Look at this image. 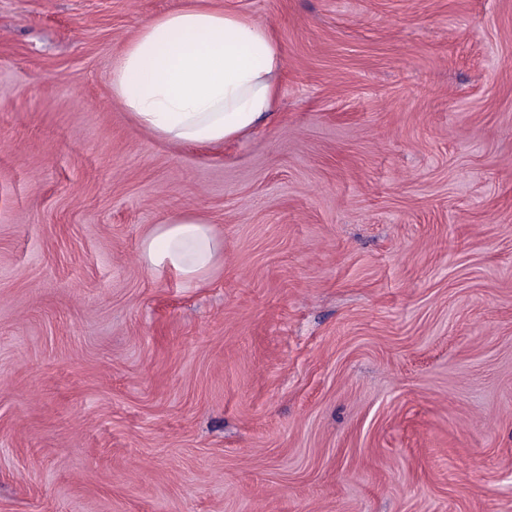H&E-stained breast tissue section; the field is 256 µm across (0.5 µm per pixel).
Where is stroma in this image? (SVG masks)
I'll use <instances>...</instances> for the list:
<instances>
[{
    "mask_svg": "<svg viewBox=\"0 0 512 512\" xmlns=\"http://www.w3.org/2000/svg\"><path fill=\"white\" fill-rule=\"evenodd\" d=\"M177 2L0 0V512H512V0H214L285 55L218 150L112 99ZM142 253L149 266L168 267L193 282L217 264L224 242L215 236L205 217L183 212L152 227L142 241Z\"/></svg>",
    "mask_w": 512,
    "mask_h": 512,
    "instance_id": "1",
    "label": "stroma"
}]
</instances>
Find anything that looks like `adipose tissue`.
Returning <instances> with one entry per match:
<instances>
[{"mask_svg":"<svg viewBox=\"0 0 512 512\" xmlns=\"http://www.w3.org/2000/svg\"><path fill=\"white\" fill-rule=\"evenodd\" d=\"M284 52L264 24L212 5L176 6L146 20L112 62L114 102L147 135L185 149L245 137L269 118ZM224 251L209 221L183 212L142 241L149 266L186 281Z\"/></svg>","mask_w":512,"mask_h":512,"instance_id":"1","label":"adipose tissue"}]
</instances>
